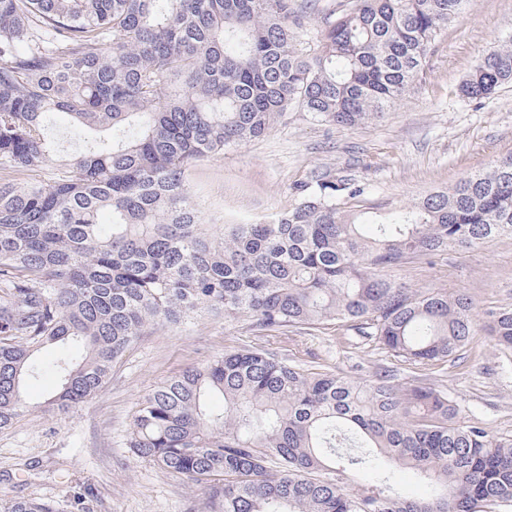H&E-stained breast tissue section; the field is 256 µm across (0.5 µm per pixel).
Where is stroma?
Listing matches in <instances>:
<instances>
[{"label": "stroma", "mask_w": 512, "mask_h": 512, "mask_svg": "<svg viewBox=\"0 0 512 512\" xmlns=\"http://www.w3.org/2000/svg\"><path fill=\"white\" fill-rule=\"evenodd\" d=\"M511 39L512 0H470L466 13L442 31L420 85L382 117L345 128L293 111L264 138L195 162L189 181L205 218L222 224L271 219L291 209L298 186L315 175L360 186L364 206L383 212L487 169L512 154V83L480 101L463 98L458 88L486 51ZM391 277L410 288L464 291L478 320H485L512 306V236L404 264ZM256 343L301 367L362 381L381 368L402 379L414 374L377 341L332 325L260 331L248 317L204 313L158 326L77 409L44 411L54 380L27 382L31 410L0 432V497L49 501L57 512H205L203 490L133 458L125 436L139 403L165 380ZM433 381L460 404L463 418L512 437V349L474 336L464 359L434 367Z\"/></svg>", "instance_id": "stroma-1"}]
</instances>
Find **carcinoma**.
<instances>
[{"mask_svg": "<svg viewBox=\"0 0 512 512\" xmlns=\"http://www.w3.org/2000/svg\"><path fill=\"white\" fill-rule=\"evenodd\" d=\"M468 0H347L301 48L314 0H0V170L51 163V116L89 137L48 179L0 177V431L50 374L74 409L159 323L201 309L259 329L336 324L426 369L482 332L512 349V307L485 324L464 293L383 274L411 259L512 236V155L362 232L360 187L315 179L252 224H205L189 166L259 139L291 108L355 127L413 89ZM512 83V40L461 85ZM428 377L359 381L262 345L159 385L126 445L208 490L207 512H512V438L459 418ZM432 488L402 495L393 469ZM375 470L356 492L350 475ZM222 483L211 484L215 478ZM0 512H55L0 498Z\"/></svg>", "mask_w": 512, "mask_h": 512, "instance_id": "obj_1", "label": "carcinoma"}]
</instances>
